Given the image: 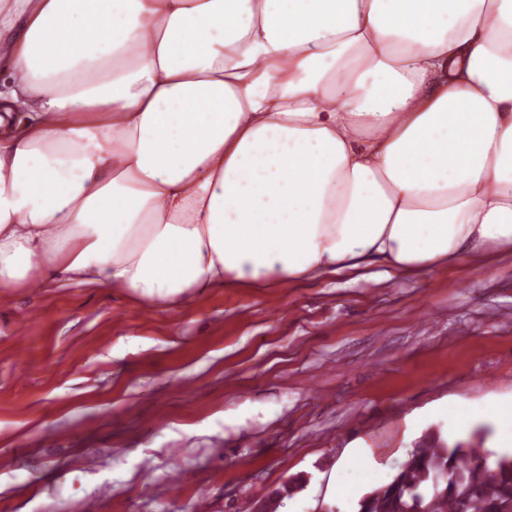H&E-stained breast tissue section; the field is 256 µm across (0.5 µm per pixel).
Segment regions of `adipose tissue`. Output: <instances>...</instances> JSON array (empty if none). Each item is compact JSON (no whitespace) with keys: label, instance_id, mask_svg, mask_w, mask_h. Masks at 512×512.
I'll return each instance as SVG.
<instances>
[{"label":"adipose tissue","instance_id":"ef3b65f1","mask_svg":"<svg viewBox=\"0 0 512 512\" xmlns=\"http://www.w3.org/2000/svg\"><path fill=\"white\" fill-rule=\"evenodd\" d=\"M512 253V0H0V289ZM455 434L512 403H448Z\"/></svg>","mask_w":512,"mask_h":512}]
</instances>
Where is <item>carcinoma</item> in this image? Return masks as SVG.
Segmentation results:
<instances>
[{
  "label": "carcinoma",
  "instance_id": "cac0c4a2",
  "mask_svg": "<svg viewBox=\"0 0 512 512\" xmlns=\"http://www.w3.org/2000/svg\"><path fill=\"white\" fill-rule=\"evenodd\" d=\"M358 512H512V454L488 463L481 441L448 446L429 433Z\"/></svg>",
  "mask_w": 512,
  "mask_h": 512
}]
</instances>
